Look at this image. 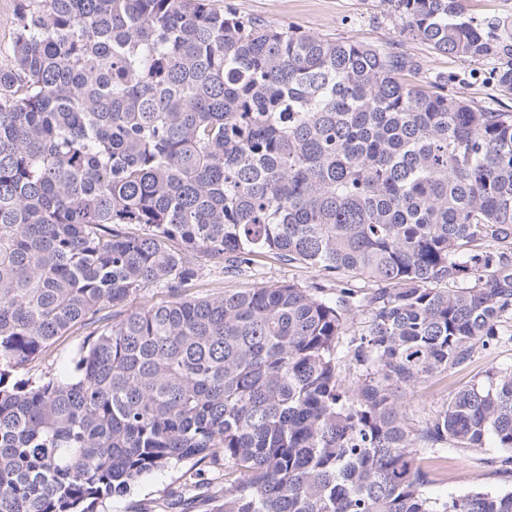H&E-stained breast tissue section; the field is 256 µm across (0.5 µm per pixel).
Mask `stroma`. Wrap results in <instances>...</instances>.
Returning a JSON list of instances; mask_svg holds the SVG:
<instances>
[{"label":"stroma","instance_id":"obj_1","mask_svg":"<svg viewBox=\"0 0 512 512\" xmlns=\"http://www.w3.org/2000/svg\"><path fill=\"white\" fill-rule=\"evenodd\" d=\"M216 5L231 7L261 18L266 23L288 25L298 30L336 39L369 43L385 51H404L415 57L418 68L406 77L411 84H428L449 78L457 95L478 105L512 112V92L502 91L493 74L506 65L503 57L489 56L464 61L435 52L427 44L401 34V23L384 0H215ZM200 276L193 285L198 296L233 293L244 288L277 283H295L304 288L321 287L326 295L336 293L337 282L319 268L289 263L271 254L256 257L241 269L223 268L219 260L199 255ZM84 339L73 330L32 365L34 375H65ZM512 365V341H504L474 352L462 363L435 372L408 390L403 398L414 421L428 418L448 402L459 388L481 381L494 366ZM496 449L477 451L451 448L439 456L419 450L415 462L430 477L432 497L445 499L476 490H510L512 473L495 465ZM196 467L187 461L155 472L132 486L123 497L107 501L101 512H151L167 491L186 484Z\"/></svg>","mask_w":512,"mask_h":512}]
</instances>
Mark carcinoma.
Segmentation results:
<instances>
[{"mask_svg":"<svg viewBox=\"0 0 512 512\" xmlns=\"http://www.w3.org/2000/svg\"><path fill=\"white\" fill-rule=\"evenodd\" d=\"M382 2L440 53L512 55L461 0ZM6 52L0 512H96L187 460L224 464L188 490L205 512H512L431 497L413 457L490 442L511 465L512 367L417 424L401 402L512 322V112L212 0H17ZM198 251L318 267L336 298L195 296ZM152 286L168 300L133 305ZM78 325L73 373L27 376Z\"/></svg>","mask_w":512,"mask_h":512,"instance_id":"obj_1","label":"carcinoma"}]
</instances>
